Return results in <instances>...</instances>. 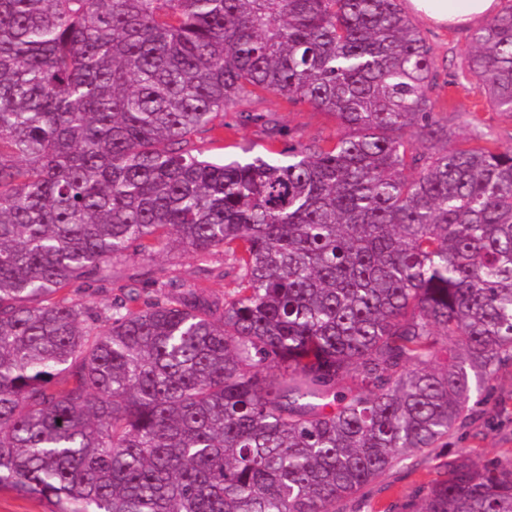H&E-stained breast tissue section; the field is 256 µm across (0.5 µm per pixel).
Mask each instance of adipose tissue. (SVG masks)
Wrapping results in <instances>:
<instances>
[{
	"label": "adipose tissue",
	"mask_w": 512,
	"mask_h": 512,
	"mask_svg": "<svg viewBox=\"0 0 512 512\" xmlns=\"http://www.w3.org/2000/svg\"><path fill=\"white\" fill-rule=\"evenodd\" d=\"M408 11L438 28H470L496 14L500 0H407Z\"/></svg>",
	"instance_id": "1"
}]
</instances>
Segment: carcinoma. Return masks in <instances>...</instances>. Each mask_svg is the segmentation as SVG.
Wrapping results in <instances>:
<instances>
[{
	"instance_id": "carcinoma-1",
	"label": "carcinoma",
	"mask_w": 512,
	"mask_h": 512,
	"mask_svg": "<svg viewBox=\"0 0 512 512\" xmlns=\"http://www.w3.org/2000/svg\"><path fill=\"white\" fill-rule=\"evenodd\" d=\"M459 76L512 118V3ZM262 94L338 132L278 148ZM449 111L401 0H0V489L336 512L446 447L512 365V149ZM228 112L269 147L204 156ZM167 248L236 294L71 291ZM441 468L404 512H512V461Z\"/></svg>"
}]
</instances>
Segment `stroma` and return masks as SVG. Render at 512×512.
I'll return each mask as SVG.
<instances>
[{
	"label": "stroma",
	"mask_w": 512,
	"mask_h": 512,
	"mask_svg": "<svg viewBox=\"0 0 512 512\" xmlns=\"http://www.w3.org/2000/svg\"><path fill=\"white\" fill-rule=\"evenodd\" d=\"M422 33L433 48L440 73H452L466 52L465 32L426 27ZM443 96L452 108L448 115L451 144L468 141L479 130L494 136L502 147H512V119L490 108L481 87L465 82L446 88ZM254 106L259 111L274 113L295 140L304 143L329 138L337 130L334 116L306 105H288L271 94L255 100ZM266 142L262 129L250 126L202 136L199 145L207 157L219 160L238 153L240 147H259ZM229 266L227 256L216 252L210 256L208 270L203 273L194 256L174 249L114 262L112 274L114 279L122 281L141 273L158 280L176 276L187 283L201 285L210 297L228 299L235 294ZM451 451L468 454L478 461L512 459V367L501 371L497 390L485 404L477 407L473 421L449 435L447 447L435 448L430 454L420 456L417 467L404 463L394 466L369 484L360 497L337 502L336 512H384L388 507L393 512H402L415 490L435 478L440 464Z\"/></svg>",
	"instance_id": "obj_1"
}]
</instances>
